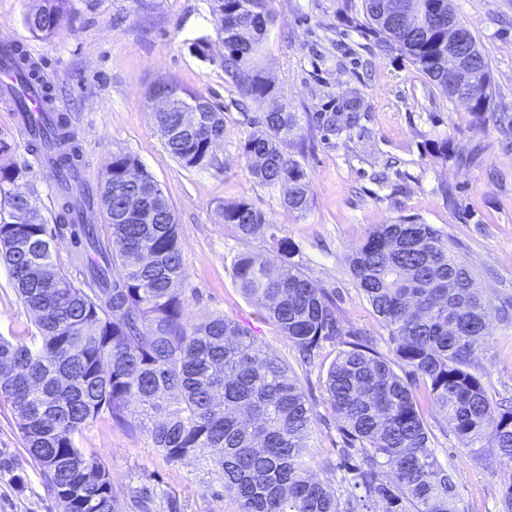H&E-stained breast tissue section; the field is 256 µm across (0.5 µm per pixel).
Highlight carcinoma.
<instances>
[{"label": "carcinoma", "instance_id": "carcinoma-1", "mask_svg": "<svg viewBox=\"0 0 512 512\" xmlns=\"http://www.w3.org/2000/svg\"><path fill=\"white\" fill-rule=\"evenodd\" d=\"M212 2L224 76L241 99L263 108L240 144L246 168L259 184L282 187L284 207L302 216L312 205V181L287 148L301 147L312 126L326 139L359 127L360 99L339 106L331 99L302 124L258 65L273 22L269 0ZM42 3L43 14L25 23L50 39L69 0ZM345 7L355 14L352 22L383 50L404 55L441 97L470 95L478 120L490 111L491 68L472 32L471 66L483 71L484 82L462 91L448 74V19H457L451 0H345ZM18 78L43 93L49 112L31 130L29 150L61 169L64 182L82 162V147L68 116L55 111L51 90L22 71ZM166 85L205 106L192 132L165 140L168 152L185 168L212 165L208 143L224 132V113L201 93ZM20 175L0 167V260L19 299L41 318L24 336H0V399L13 406L25 447L61 512H117L99 452L79 447L75 438L91 420L135 428L127 418L133 401L146 413L166 414L148 433L168 461L201 456L219 468L224 495L238 512H365L376 499L385 502L383 512H457V485L430 447L424 402L445 415L469 453L489 445L512 469V408H494L470 372L494 313L440 230L412 218L380 224L350 259L357 288L389 330L390 358L374 337L344 328L336 298L292 261L295 246L279 225L246 199L222 208L224 223L243 240L267 243L276 253L271 259L247 250L237 257L233 277L244 296L303 357H314L324 342L344 346L325 381L347 447L358 452L349 466L354 492L341 503L310 475L313 412L288 365L230 317L186 320L178 224L139 161L130 154L112 158L94 193L102 205L112 190V222L103 229L81 222V200L62 190L56 221L77 226L93 252L81 287L58 271L50 282L35 277L36 267L53 266V231L40 215L29 224H3L29 205L13 189ZM133 205L151 211L153 223L120 219ZM397 363L408 368L406 377L393 369ZM384 461L391 466L386 476Z\"/></svg>", "mask_w": 512, "mask_h": 512}]
</instances>
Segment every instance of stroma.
I'll list each match as a JSON object with an SVG mask.
<instances>
[{
	"mask_svg": "<svg viewBox=\"0 0 512 512\" xmlns=\"http://www.w3.org/2000/svg\"><path fill=\"white\" fill-rule=\"evenodd\" d=\"M342 0H270L274 22L261 64L291 111H320L329 99L358 93L359 128L326 140L311 132L299 162L313 181V203L304 216L282 205L283 191L262 186L248 173L239 144L259 115L241 102L220 65L224 52L212 22L211 0H71L57 35L35 36L24 22L35 0H0V41L13 40L41 57L56 107L70 115L83 147L91 185L104 178L114 155L135 156L161 186L179 227L189 298L186 316L234 318L259 343L288 363L315 419L309 439L311 471L339 499L351 487L340 450L344 436L326 398L325 380L340 347L323 343L312 362L265 319L236 286L233 265L245 250L261 254L260 241L242 240L224 223L221 206L247 199L278 224L295 246L294 262L333 292L345 328L375 336L389 353L388 330L356 288L349 258L368 230L414 217L448 237L477 277L490 307L512 300V0H452L458 18L476 37L492 70L495 98L484 123L459 102L442 98L408 59L383 52L373 37L352 28ZM208 39L209 56L193 45ZM173 80L204 93L224 112V140L203 169L182 167L166 150L154 119V85ZM448 139L442 157L429 149ZM12 106L0 103V166L22 169L17 185L54 226L53 261L75 283L85 263L67 225H54L55 174L27 151ZM33 314L15 293L0 264V336H23ZM492 405H512V323L491 320L484 350L471 366ZM141 409L130 405L135 430L110 421L87 423L76 441L99 451L112 479L119 512H135L132 498L149 487L150 512H236L224 495L217 467L196 457L166 461L145 429ZM431 447L453 474L458 512H501V490L511 477L496 449L470 457L440 410L426 408ZM0 512H59L40 465L27 451L9 402L0 400Z\"/></svg>",
	"mask_w": 512,
	"mask_h": 512,
	"instance_id": "35a3bbf8",
	"label": "stroma"
}]
</instances>
